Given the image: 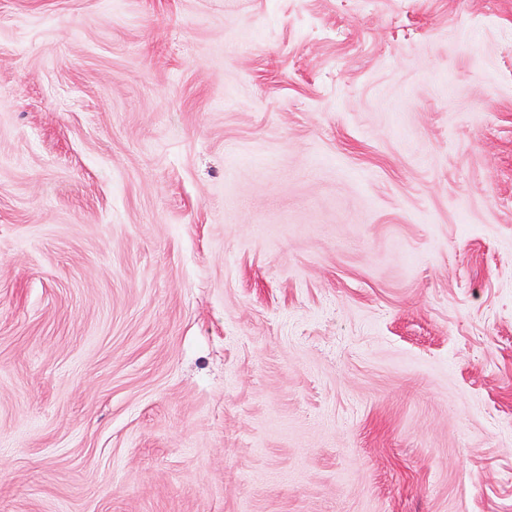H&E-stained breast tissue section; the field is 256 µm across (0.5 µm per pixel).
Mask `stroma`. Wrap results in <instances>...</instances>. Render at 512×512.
Instances as JSON below:
<instances>
[{
	"label": "stroma",
	"instance_id": "1",
	"mask_svg": "<svg viewBox=\"0 0 512 512\" xmlns=\"http://www.w3.org/2000/svg\"><path fill=\"white\" fill-rule=\"evenodd\" d=\"M0 512H512V0H0Z\"/></svg>",
	"mask_w": 512,
	"mask_h": 512
}]
</instances>
